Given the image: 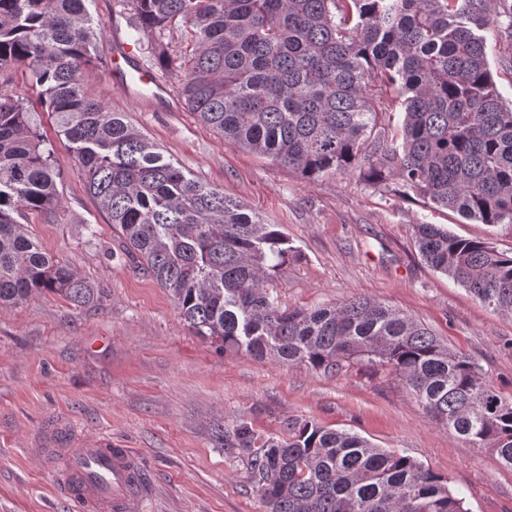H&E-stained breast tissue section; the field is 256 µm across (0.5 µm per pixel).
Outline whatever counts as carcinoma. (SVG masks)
<instances>
[{
    "instance_id": "1",
    "label": "carcinoma",
    "mask_w": 512,
    "mask_h": 512,
    "mask_svg": "<svg viewBox=\"0 0 512 512\" xmlns=\"http://www.w3.org/2000/svg\"><path fill=\"white\" fill-rule=\"evenodd\" d=\"M87 0H0V71L29 68L41 104L83 171L125 251L167 289L181 319L224 352L335 372L388 365L438 425L490 447L512 470V399L427 326L363 296L284 308L268 260L288 238L224 190L188 178L120 112L81 89L103 23ZM134 45L206 127L309 179L362 171L433 207L512 224V0H120ZM189 27L177 63L157 35ZM404 112L389 135L380 117ZM59 173L19 98L0 93V306L51 292L76 307L101 289L54 259L18 221L58 204ZM422 259L494 311L512 315V254L415 225ZM247 463L267 512H468L463 497L414 458L347 431L296 422L285 436L246 420L218 428Z\"/></svg>"
}]
</instances>
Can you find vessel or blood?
I'll use <instances>...</instances> for the list:
<instances>
[{"label": "vessel or blood", "instance_id": "b4317fda", "mask_svg": "<svg viewBox=\"0 0 512 512\" xmlns=\"http://www.w3.org/2000/svg\"><path fill=\"white\" fill-rule=\"evenodd\" d=\"M133 49L122 45L112 55V76L120 84L157 85L153 72L131 65ZM36 453L66 464L61 495L80 512H143L146 479L139 455L107 439L77 437L64 426L50 427Z\"/></svg>", "mask_w": 512, "mask_h": 512}]
</instances>
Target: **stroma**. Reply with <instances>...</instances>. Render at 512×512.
<instances>
[{"label":"stroma","mask_w":512,"mask_h":512,"mask_svg":"<svg viewBox=\"0 0 512 512\" xmlns=\"http://www.w3.org/2000/svg\"><path fill=\"white\" fill-rule=\"evenodd\" d=\"M87 8L105 29L83 72L84 94L124 113L187 177L223 188L288 236L294 252L273 275L281 305L351 295L384 302L470 357L512 399V316L435 272L414 245L415 225L441 224L509 252L512 224L431 208L394 184L375 190L356 171L309 181L243 150L198 121L176 74L158 72L155 89L114 83L110 60L116 44L131 41L128 16L117 0ZM0 90L23 99L60 172L58 206L25 213L22 223L103 290L85 309L48 292L0 307V512H73L57 491L63 460L34 453L55 423L134 449L152 485L146 512H266L245 462L214 438L217 424L240 419L264 434L304 420L358 434L443 475L468 512H512V470L492 449L433 422L391 367L362 360L324 374L224 354L196 336L170 293L126 255L27 68L0 71Z\"/></svg>","instance_id":"35a3bbf8"}]
</instances>
